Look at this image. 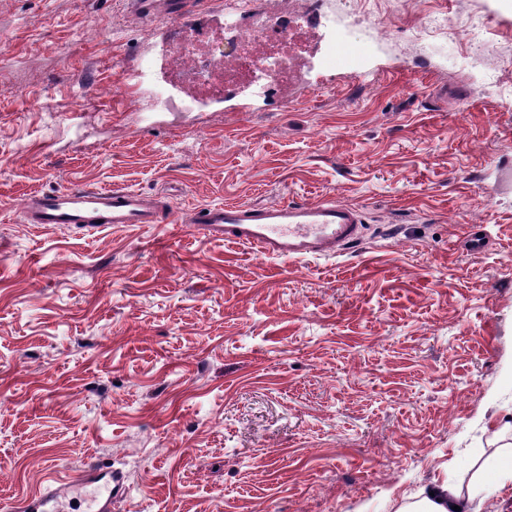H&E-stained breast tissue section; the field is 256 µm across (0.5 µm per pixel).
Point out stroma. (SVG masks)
I'll return each instance as SVG.
<instances>
[{
    "label": "stroma",
    "instance_id": "35a3bbf8",
    "mask_svg": "<svg viewBox=\"0 0 512 512\" xmlns=\"http://www.w3.org/2000/svg\"><path fill=\"white\" fill-rule=\"evenodd\" d=\"M432 4L487 21L469 68L416 51L410 0H376L351 68L284 102L187 84L175 114V22L0 0V512L100 462L112 512H395L444 482L512 512V10ZM72 184L178 212L332 198L362 241L289 260L185 223H24Z\"/></svg>",
    "mask_w": 512,
    "mask_h": 512
}]
</instances>
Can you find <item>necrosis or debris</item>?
<instances>
[{
    "mask_svg": "<svg viewBox=\"0 0 512 512\" xmlns=\"http://www.w3.org/2000/svg\"><path fill=\"white\" fill-rule=\"evenodd\" d=\"M274 8L254 0H225L224 43L210 41L205 29H179V48L170 60L176 77L212 95H224L254 81L258 69L268 67L271 84L295 80L302 60L296 43L312 37L317 28L336 23L329 0H274Z\"/></svg>",
    "mask_w": 512,
    "mask_h": 512,
    "instance_id": "obj_1",
    "label": "necrosis or debris"
}]
</instances>
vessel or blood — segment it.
<instances>
[{"instance_id": "obj_1", "label": "vessel or blood", "mask_w": 512, "mask_h": 512, "mask_svg": "<svg viewBox=\"0 0 512 512\" xmlns=\"http://www.w3.org/2000/svg\"><path fill=\"white\" fill-rule=\"evenodd\" d=\"M145 18L178 22L190 18L202 0H132ZM21 210L28 224H79L89 230L116 225L172 224L181 217L155 194L138 190L87 187L75 184L27 196ZM189 223L206 237L257 248L281 259H330L342 255L362 236L361 212L333 199L317 202H280L267 205L225 203L190 213ZM92 486L96 512H111L119 486L92 469L72 477L49 472L37 496L22 502L20 512H58L63 499L79 488Z\"/></svg>"}]
</instances>
